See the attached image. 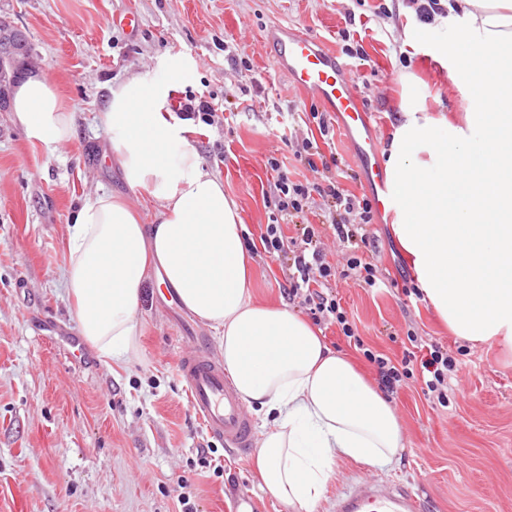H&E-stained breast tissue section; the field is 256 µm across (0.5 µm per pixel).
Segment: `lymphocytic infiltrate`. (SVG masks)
I'll use <instances>...</instances> for the list:
<instances>
[{"instance_id":"f902f5d3","label":"lymphocytic infiltrate","mask_w":512,"mask_h":512,"mask_svg":"<svg viewBox=\"0 0 512 512\" xmlns=\"http://www.w3.org/2000/svg\"><path fill=\"white\" fill-rule=\"evenodd\" d=\"M267 165L272 177L267 203L273 209V217L270 224L261 228L259 242L267 254L292 253L293 263L284 287L288 299H300L315 324L337 325L354 347L361 349L367 361L374 365L384 393H396L402 381L417 378L424 384L422 392L427 399L447 406L448 390L455 369L447 350L430 345L425 353H416L413 346L417 344L418 337L413 333L407 336L410 349L405 350L402 358L396 361L365 347L355 322L350 320L347 311L329 289L331 277L338 274L354 278L367 288L383 285L376 265L370 260L371 254L376 251L375 240L365 231L366 225L371 224L374 218L371 200L350 193L336 181L322 185L292 180L283 161L277 158H269ZM319 198L323 199L328 209L330 224L339 241L353 245L352 250L344 256L345 267L341 270L328 261L321 246L319 230L306 220ZM293 217L306 221L301 243L297 246L291 244L283 230L284 224Z\"/></svg>"}]
</instances>
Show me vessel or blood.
I'll return each instance as SVG.
<instances>
[{
  "label": "vessel or blood",
  "mask_w": 512,
  "mask_h": 512,
  "mask_svg": "<svg viewBox=\"0 0 512 512\" xmlns=\"http://www.w3.org/2000/svg\"><path fill=\"white\" fill-rule=\"evenodd\" d=\"M265 41L277 70L336 118L364 161L375 208L389 211L390 197L376 163L379 143L371 115L359 104L347 65L316 38L284 24L273 26ZM178 372L189 406L208 436L241 455L250 454L252 418L201 331L185 336ZM429 508L427 499L414 495L404 485L384 487L368 476L361 477L336 499V512H428Z\"/></svg>",
  "instance_id": "1"
}]
</instances>
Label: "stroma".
I'll return each instance as SVG.
<instances>
[{
  "label": "stroma",
  "instance_id": "stroma-1",
  "mask_svg": "<svg viewBox=\"0 0 512 512\" xmlns=\"http://www.w3.org/2000/svg\"><path fill=\"white\" fill-rule=\"evenodd\" d=\"M378 0H0V20L21 29L48 79L75 114L70 142L48 146L27 139L0 111V512H180L186 492L197 512H226L244 493L260 512H289L260 488L250 457L210 439L188 403L177 368L181 331L156 298L151 277L139 320V351L121 365L104 363L93 348L75 354L68 342L79 324L62 279L69 228L88 197L101 192L130 202L143 220L155 205L128 186L114 161L90 165L92 150L109 144L98 125L112 88L134 74L166 76L168 57L196 67L173 100L204 98L231 116L209 126L194 120L190 144L207 171L224 183L250 239L269 223L268 158L283 160L294 178L318 181L297 160L296 141L283 136L315 102L275 68L264 35L276 23L295 26L339 51L362 45L366 60L350 59L358 96L374 115L381 147L394 134L402 96L429 114L460 118L465 105L442 62L427 52L444 40L438 21L420 22L399 5L376 16ZM141 19L137 37L114 26L115 13ZM354 25H347V15ZM335 153L332 174L355 195L367 193L363 166L338 125L316 139ZM392 216L375 214L379 274L400 279L414 271L393 236ZM286 257H253L252 292L261 303L283 304ZM353 316L366 347L402 357L408 332L438 343L455 358L458 383L447 406L406 381L390 401L405 451L393 467L338 459L316 512H331L337 493L358 475L403 483L430 499L435 512H512V351L471 343L448 330L426 301L401 289L375 290L337 278L332 286ZM215 448L223 474L197 463L198 448Z\"/></svg>",
  "mask_w": 512,
  "mask_h": 512
}]
</instances>
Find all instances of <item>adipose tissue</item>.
<instances>
[{
  "label": "adipose tissue",
  "mask_w": 512,
  "mask_h": 512,
  "mask_svg": "<svg viewBox=\"0 0 512 512\" xmlns=\"http://www.w3.org/2000/svg\"><path fill=\"white\" fill-rule=\"evenodd\" d=\"M446 61L466 110L460 122L403 101L385 169L392 231L428 304L459 338L512 345V0H448ZM158 80L136 74L97 120L127 185L155 203L152 223L107 192L78 208L63 278L87 343L125 362L139 336L150 271L215 331L242 400L271 415L252 459L265 490L291 512H315L337 458L372 467L400 461L401 427L386 397L288 306L251 294L243 221L206 172L183 123L168 112L192 64L166 61ZM15 124L33 141L63 144L74 116L47 79L17 89Z\"/></svg>",
  "instance_id": "adipose-tissue-1"
}]
</instances>
